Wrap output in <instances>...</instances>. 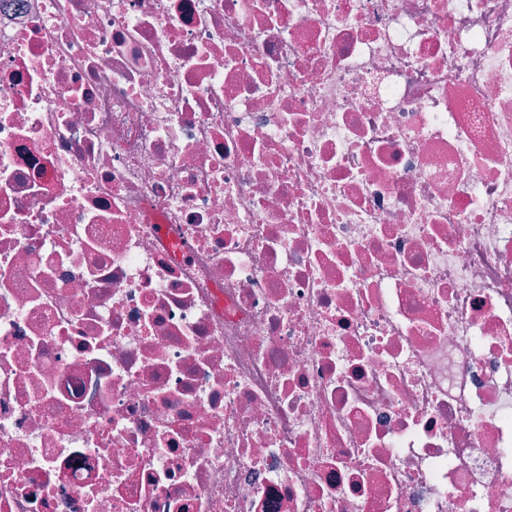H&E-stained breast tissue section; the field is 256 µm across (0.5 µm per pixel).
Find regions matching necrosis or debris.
<instances>
[{
  "label": "necrosis or debris",
  "instance_id": "necrosis-or-debris-1",
  "mask_svg": "<svg viewBox=\"0 0 512 512\" xmlns=\"http://www.w3.org/2000/svg\"><path fill=\"white\" fill-rule=\"evenodd\" d=\"M0 512H512V0H0Z\"/></svg>",
  "mask_w": 512,
  "mask_h": 512
}]
</instances>
